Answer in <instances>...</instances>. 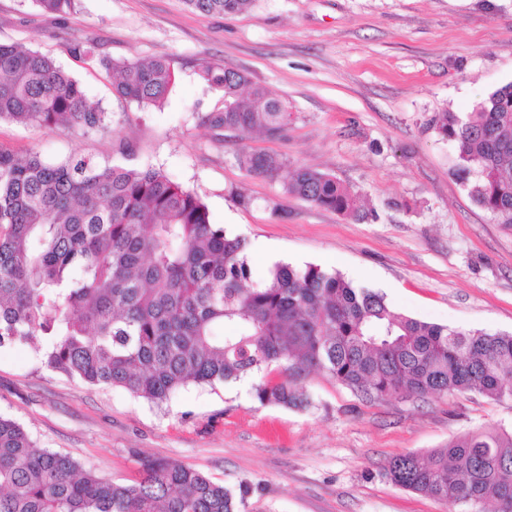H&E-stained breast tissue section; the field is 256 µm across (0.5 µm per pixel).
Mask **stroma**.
<instances>
[{
  "label": "stroma",
  "mask_w": 512,
  "mask_h": 512,
  "mask_svg": "<svg viewBox=\"0 0 512 512\" xmlns=\"http://www.w3.org/2000/svg\"><path fill=\"white\" fill-rule=\"evenodd\" d=\"M78 42L115 60L168 59L176 83L164 105L120 98L98 62L74 53ZM0 43L49 55L107 114L104 129L84 135L2 120L0 149L162 170L202 198L212 223L247 240L254 275L273 251L378 290L398 313L512 333V231L472 201L451 144L429 126L434 113L467 115L512 82V0H256L210 16L184 0H76L57 18L33 0H0ZM205 62L285 100L287 137L240 141L207 125L222 93L200 80ZM243 145L335 176L369 219L247 175L235 161ZM253 384H192L159 407L49 370L33 347L0 348V416L37 447L125 484L143 459L176 460L232 492L249 486L243 512H460L394 486L383 465L512 427V401L474 392L368 403L314 374L300 385L309 406L283 408L260 405Z\"/></svg>",
  "instance_id": "obj_1"
}]
</instances>
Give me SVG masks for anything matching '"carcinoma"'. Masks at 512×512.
Here are the masks:
<instances>
[{
  "mask_svg": "<svg viewBox=\"0 0 512 512\" xmlns=\"http://www.w3.org/2000/svg\"><path fill=\"white\" fill-rule=\"evenodd\" d=\"M63 16L75 0H34ZM199 15L239 13L255 0H184ZM75 51L115 78L116 93L160 108L175 83L164 59L115 61ZM222 91L213 128L243 140L284 136L288 105L239 70L205 63ZM88 133L105 126L81 84L40 52L0 43V120ZM433 128L456 155L454 175L493 220L512 230V82L461 118ZM251 176L275 177L285 157L241 147ZM286 193L351 219L359 195L330 174L294 167ZM246 243L211 223L194 192L157 169L51 164L0 150V348L44 344L43 363L89 386L122 387L155 404L189 384L263 374L262 405H308L298 384L328 375L362 400L477 391L512 400V334L420 321L336 271L276 263L253 278ZM384 476L416 493L512 512V430L468 432L441 448L391 457ZM249 487L224 485L173 460H146L132 484L104 479L40 449L0 416V512H241Z\"/></svg>",
  "mask_w": 512,
  "mask_h": 512,
  "instance_id": "cac0c4a2",
  "label": "carcinoma"
}]
</instances>
